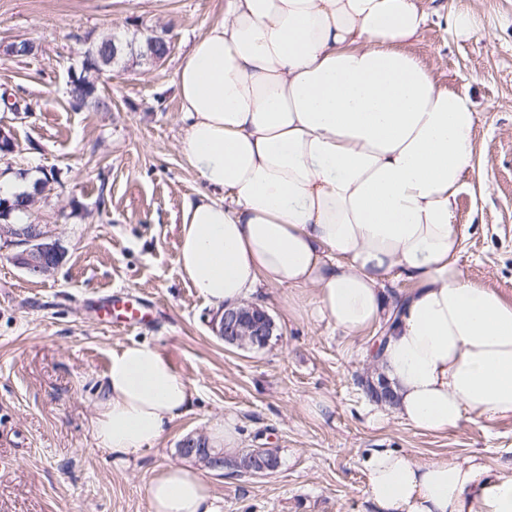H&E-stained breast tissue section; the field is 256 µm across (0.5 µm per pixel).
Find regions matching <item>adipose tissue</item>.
I'll use <instances>...</instances> for the list:
<instances>
[{
    "instance_id": "adipose-tissue-1",
    "label": "adipose tissue",
    "mask_w": 512,
    "mask_h": 512,
    "mask_svg": "<svg viewBox=\"0 0 512 512\" xmlns=\"http://www.w3.org/2000/svg\"><path fill=\"white\" fill-rule=\"evenodd\" d=\"M435 0H225L182 58L181 152L201 190L178 262L214 307L259 285L312 290L367 349L407 426L512 419V297L467 279L456 202L475 169L476 103L408 49ZM408 282L404 291L397 281ZM190 385L146 343L112 354L93 431L124 465L188 410ZM375 512H512V476L478 458L365 461ZM150 512H216L194 469L155 472Z\"/></svg>"
}]
</instances>
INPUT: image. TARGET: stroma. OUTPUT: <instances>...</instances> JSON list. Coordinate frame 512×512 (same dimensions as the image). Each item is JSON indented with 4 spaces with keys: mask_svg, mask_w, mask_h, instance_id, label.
Wrapping results in <instances>:
<instances>
[{
    "mask_svg": "<svg viewBox=\"0 0 512 512\" xmlns=\"http://www.w3.org/2000/svg\"><path fill=\"white\" fill-rule=\"evenodd\" d=\"M438 6L410 50L477 104L480 167L458 196L460 264L472 282L512 296V0ZM463 8L482 37L447 24ZM223 17L224 0H0V93L27 106L0 110L15 137L0 182L21 189L56 172L28 220L54 229L67 252L33 277L0 248V512H149L146 486L172 465L210 483L217 512H375L363 462L377 448L417 461L476 455L493 471L512 470V420L427 434L365 398L368 339L316 317L311 292L258 288L253 303L282 333L266 348H230L212 332L216 310L178 263L181 213L200 186L181 152L173 82L193 41ZM149 30L166 38L169 56L104 71L98 91L111 111L73 108L67 87L85 39ZM19 38L35 40L37 52L4 54ZM123 292L151 307L149 323L99 318ZM132 342L164 354L194 398L155 450L123 466L99 446L92 422L109 358ZM319 400L333 406L321 417L310 411ZM227 416L238 423L239 449L271 450L275 471L240 477L180 454L184 438L207 436Z\"/></svg>",
    "mask_w": 512,
    "mask_h": 512,
    "instance_id": "stroma-1",
    "label": "stroma"
}]
</instances>
